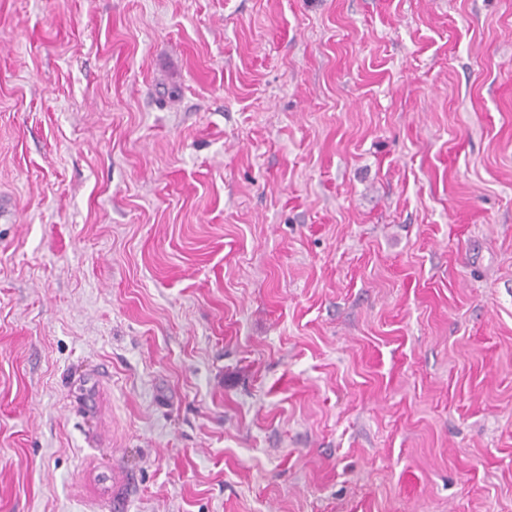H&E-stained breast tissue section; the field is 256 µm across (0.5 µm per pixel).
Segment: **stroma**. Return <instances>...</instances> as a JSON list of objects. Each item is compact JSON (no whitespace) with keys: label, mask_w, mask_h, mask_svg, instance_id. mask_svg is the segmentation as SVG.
Segmentation results:
<instances>
[{"label":"stroma","mask_w":512,"mask_h":512,"mask_svg":"<svg viewBox=\"0 0 512 512\" xmlns=\"http://www.w3.org/2000/svg\"><path fill=\"white\" fill-rule=\"evenodd\" d=\"M0 512H512V0H0Z\"/></svg>","instance_id":"35a3bbf8"}]
</instances>
